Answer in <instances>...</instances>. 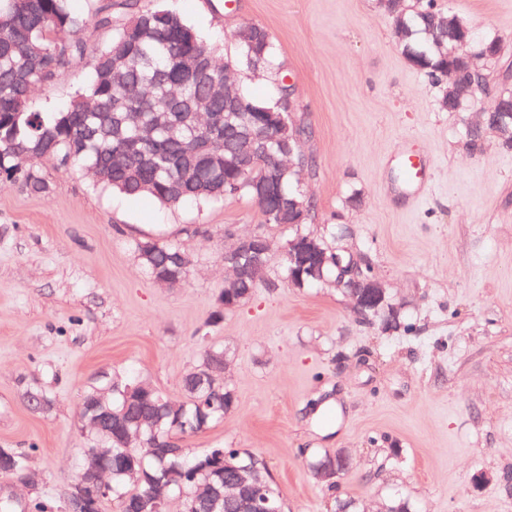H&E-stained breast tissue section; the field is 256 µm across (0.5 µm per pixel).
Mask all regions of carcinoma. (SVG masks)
<instances>
[{"instance_id":"1","label":"carcinoma","mask_w":512,"mask_h":512,"mask_svg":"<svg viewBox=\"0 0 512 512\" xmlns=\"http://www.w3.org/2000/svg\"><path fill=\"white\" fill-rule=\"evenodd\" d=\"M126 18L114 23L112 0H96V6L81 8L77 0H0V177L20 178L26 190L39 196L50 192L44 163L80 167L97 182L128 196H149L175 208L188 202L210 204L227 196H251L246 177L230 161L224 147H244L245 138L225 133L224 126L203 127L191 132L179 123V113L170 111L161 92L144 98L148 81L160 78L176 83L178 98L202 103L215 112L221 102L209 97V88L224 86V67L182 14L167 4L140 6L125 2ZM407 35L399 50L420 70L436 79L448 69V59L436 37L427 30L420 14L410 10L404 17ZM113 32L105 45H92L84 37L89 29ZM205 63L203 75L184 71V59ZM90 60L88 82L63 107L33 106L32 93L50 85L58 73ZM168 114L174 142L168 146L131 140L130 114ZM463 140L471 153L482 150L478 130L464 125ZM282 190L312 211L299 188L297 169L288 170ZM140 265L153 280L166 274L187 277L191 257L178 245L136 241ZM266 269L247 282L250 293L224 288L220 300L231 310L251 298L264 280ZM223 348L208 347L201 362L185 374L182 388L186 400L173 401L152 386L117 377L112 390L103 395L94 390L84 402H96L99 411L112 414L113 423L101 429L88 427L87 448H109L112 453L143 457L142 470L131 476L112 472L111 491L99 499L96 512L110 500L115 512H153L158 497H178L184 512H208L201 493L215 481H230L234 466L253 464L263 479L264 494L284 504L266 462L237 448H212L204 454L183 451L160 457L154 449L180 437L203 431L224 420L234 405L235 393L226 380ZM21 512H59L35 493L19 504Z\"/></svg>"}]
</instances>
